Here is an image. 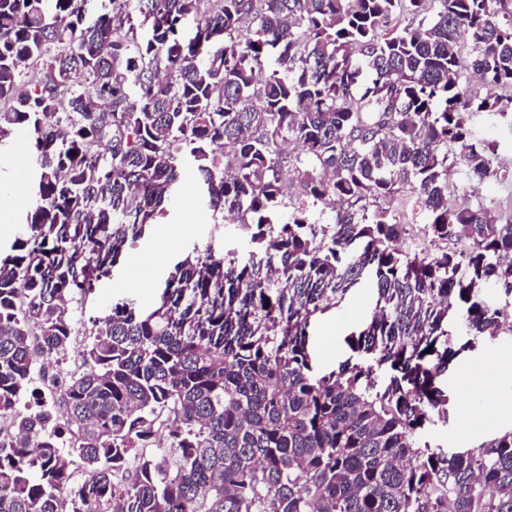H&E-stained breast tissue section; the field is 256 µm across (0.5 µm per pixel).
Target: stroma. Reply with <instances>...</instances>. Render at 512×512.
Wrapping results in <instances>:
<instances>
[{
  "mask_svg": "<svg viewBox=\"0 0 512 512\" xmlns=\"http://www.w3.org/2000/svg\"><path fill=\"white\" fill-rule=\"evenodd\" d=\"M478 139L490 142L496 150V161L505 178L496 182H483L465 177L461 166L448 172L451 192L467 196L470 203H483L495 207L500 213L512 212V125L505 121H489L484 115L472 119ZM29 137L15 132L0 146V190L14 193L16 205L0 212V249L9 250L21 228L22 216L29 201L28 190L34 171L26 161ZM382 207L403 217L407 226L402 240L405 249L414 251L427 248V217L416 208L412 195L397 193L382 200ZM244 233L236 225L215 223L210 211L200 201L197 181H182L175 202L164 223L153 225L149 234L139 240L135 251L115 267L111 275L102 279L95 290L73 305L79 322L76 337L78 346L89 342L92 319L107 314L118 300L134 302L138 309L155 306L164 281L173 265L196 247L212 246L215 253L241 249ZM373 290L355 289L335 308L318 316L311 323L310 347L317 367L325 372L337 369L347 357L343 338L365 321L372 312ZM512 357V331L502 330L496 339L480 345L463 358L456 370L444 376L455 412H463L467 402L480 400L486 409H495L498 402L494 383H480V366L491 355ZM512 427V413L500 415L490 427L473 429L465 423L450 421L448 425L432 427L426 439L431 445L451 450L476 447L494 432Z\"/></svg>",
  "mask_w": 512,
  "mask_h": 512,
  "instance_id": "stroma-1",
  "label": "stroma"
}]
</instances>
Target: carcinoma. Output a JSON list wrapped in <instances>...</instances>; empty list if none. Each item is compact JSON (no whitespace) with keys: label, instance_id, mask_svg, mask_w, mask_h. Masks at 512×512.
I'll list each match as a JSON object with an SVG mask.
<instances>
[{"label":"carcinoma","instance_id":"obj_1","mask_svg":"<svg viewBox=\"0 0 512 512\" xmlns=\"http://www.w3.org/2000/svg\"><path fill=\"white\" fill-rule=\"evenodd\" d=\"M507 88L512 0H0V142L27 130L36 169L0 252V512H512V428L423 440L448 423L442 376L512 318V219L448 205V160L498 175L472 116L512 119ZM289 140L312 205L338 202L325 224L283 212ZM186 171L247 227L245 254L196 248L151 311L112 304L58 415L34 360L65 359L69 301ZM404 188L432 250L398 249L378 205ZM365 282L349 357L315 371L312 319ZM489 287L510 300L490 308ZM498 415L499 419L490 424V427L483 429H473L465 423L451 419L446 426L438 424L432 427L427 432L425 440L429 441L432 447L440 445L445 450L474 448L497 431L512 427V413L508 411L506 414Z\"/></svg>","mask_w":512,"mask_h":512}]
</instances>
